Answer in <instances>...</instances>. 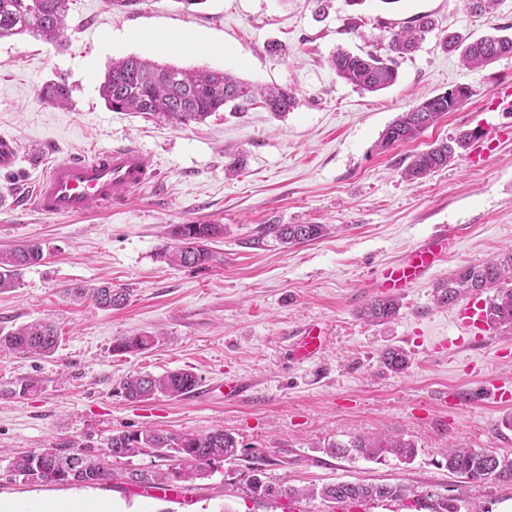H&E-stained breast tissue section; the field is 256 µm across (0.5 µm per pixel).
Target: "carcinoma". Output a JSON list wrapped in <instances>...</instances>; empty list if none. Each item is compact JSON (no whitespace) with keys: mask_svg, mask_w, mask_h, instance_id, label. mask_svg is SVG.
I'll use <instances>...</instances> for the list:
<instances>
[{"mask_svg":"<svg viewBox=\"0 0 512 512\" xmlns=\"http://www.w3.org/2000/svg\"><path fill=\"white\" fill-rule=\"evenodd\" d=\"M68 0H0V38L18 34L39 36L48 42L59 40L66 30ZM432 29L426 17H417L406 26L388 30L384 52L368 51L363 55L339 51L331 64L339 77L358 89L374 93L392 86L398 79L396 58L412 52L425 33ZM448 46L461 49L464 65L480 69L496 59L512 54V37L488 35L468 43L457 37L448 38ZM99 93L106 106L114 112H140L162 117L180 126L199 122L214 112L232 105L234 111H244L254 101L261 100L266 109L283 114L295 107L296 99L286 88L260 89L228 73L216 70H183L151 60L127 56L115 60L100 83ZM42 98L54 105L69 102V90L64 82H56L42 90ZM471 96L467 86H458L418 102L399 115L382 132L378 148L383 151L415 140L443 115L456 111ZM477 132L467 131L455 140L433 143L430 148L414 154L408 163L406 179L420 180L462 155ZM268 230L283 244L295 245L313 241L325 233L322 224H271ZM224 233L220 224H179L172 230L175 244L164 247L160 259L173 267L207 268L214 255L209 243ZM43 249L35 242H23L0 250V289L15 286L21 271L40 263ZM491 293L487 313L493 327L512 331V249L501 253L498 260L484 265L464 266L437 287V300L451 305L475 294ZM79 300L89 295L100 309H119L127 305L129 293L108 284L67 289ZM399 310L395 298H375L360 310L361 318L371 324L392 319ZM156 342L152 335L124 337L112 345L117 354L140 352ZM60 336L56 324L40 319L16 329H0V350L20 355L48 358L58 349ZM382 364L395 372L409 363L407 353L399 347L381 352ZM197 385L196 376L186 370L170 371L159 376L134 375L120 383V391L132 400L149 399L156 395L177 398ZM41 389V380L27 377L3 390L7 395H26ZM150 452L168 460L164 471L134 469L127 472V483L138 487H176L185 482L208 476V468L217 461L241 457L234 436L222 430L208 433H165L145 428L136 432L112 434L105 446L68 441L52 448L0 455L8 477L26 479L31 472L40 474L39 484H105L117 477L114 468L99 464L104 457L118 462L123 458ZM326 453L337 458L361 456L379 461L387 455L405 460L416 456V446L402 438L383 436H353L348 441L327 444ZM448 471L468 483L498 481L512 483V458L471 448H450L444 453ZM253 493L261 497L296 498L300 491L292 487L272 486L253 475ZM329 502H362L398 500L404 497L400 485L336 482L309 491Z\"/></svg>","mask_w":512,"mask_h":512,"instance_id":"obj_1","label":"carcinoma"}]
</instances>
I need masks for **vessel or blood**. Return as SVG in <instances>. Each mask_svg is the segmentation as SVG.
Masks as SVG:
<instances>
[{"label":"vessel or blood","mask_w":512,"mask_h":512,"mask_svg":"<svg viewBox=\"0 0 512 512\" xmlns=\"http://www.w3.org/2000/svg\"><path fill=\"white\" fill-rule=\"evenodd\" d=\"M156 176L144 153L134 145L119 146L89 158H69L54 163L39 179L33 206L46 216H73L91 206L111 207L148 185ZM448 256V234L440 231L413 249L404 259L388 265L372 286L385 296H395L429 278ZM464 336L480 338L492 329L483 300L457 303L452 311ZM323 336L316 328L303 329L293 345L296 359L317 356Z\"/></svg>","instance_id":"1"}]
</instances>
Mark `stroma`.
I'll return each instance as SVG.
<instances>
[{
    "instance_id": "obj_1",
    "label": "stroma",
    "mask_w": 512,
    "mask_h": 512,
    "mask_svg": "<svg viewBox=\"0 0 512 512\" xmlns=\"http://www.w3.org/2000/svg\"><path fill=\"white\" fill-rule=\"evenodd\" d=\"M138 0L118 10L110 0H70L61 41L24 34L0 39V134L18 159L0 170V247L41 242L43 261L0 291V327L37 319L56 322L61 343L48 358L0 352V451L24 453L68 440L103 446L110 434L154 427L172 433L232 434L244 460L216 464L194 480L183 502L142 498L124 483L126 469H167L140 454L121 460L105 485H39L0 474V503L29 512L88 500L114 512H419L426 496L465 498L470 512H488L512 498V485L471 484L449 473L443 452L461 447L512 457V402L497 401L493 383L512 388V331L474 345L456 342L452 308L436 286L460 267L480 265L512 248V139L480 162L464 151L429 177L407 180L413 154L436 141L481 130L512 129V112H493L494 93L512 86V54L482 69L464 66L445 39L474 40L512 29V0L472 12L463 0ZM427 16L434 29L401 58L397 82L365 93L330 64L337 49L355 54L385 42L389 29ZM157 33L192 36L210 52L169 47ZM139 56L188 70L233 73L253 86L288 88L295 108L277 115L262 104L224 110L178 127L152 116L109 110L99 85L114 60ZM62 81L67 105L40 91ZM473 94L417 139L387 151L382 131L423 97L460 85ZM137 145L158 180L124 203L78 217H52L28 202L56 160L90 157ZM178 224H220L205 270L172 268L158 257ZM271 224H323V237L296 245L267 234ZM453 240L431 277L400 296L384 324L359 316L373 299L382 267L439 230ZM104 283L129 292L120 309L77 303L67 291ZM316 325L324 347L313 361L291 359L300 330ZM149 334L151 349L112 351L125 336ZM409 358L386 369L382 350ZM193 372L199 385L224 378L249 388L234 400L183 395L126 400L119 384L136 374ZM32 376L41 391L20 397L1 390ZM388 434L414 443L404 462L336 458L325 445L357 435ZM265 482L297 488L340 481L397 484L398 501L341 506L321 498L270 500L251 491L254 468Z\"/></svg>"
}]
</instances>
